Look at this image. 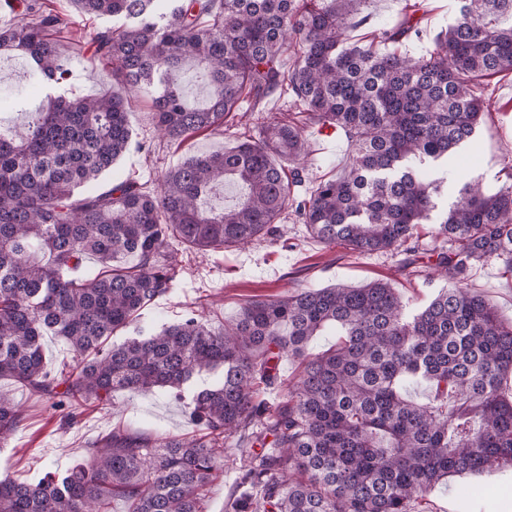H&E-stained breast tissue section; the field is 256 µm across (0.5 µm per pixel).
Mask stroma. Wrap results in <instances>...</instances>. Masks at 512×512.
Returning <instances> with one entry per match:
<instances>
[{
  "label": "stroma",
  "mask_w": 512,
  "mask_h": 512,
  "mask_svg": "<svg viewBox=\"0 0 512 512\" xmlns=\"http://www.w3.org/2000/svg\"><path fill=\"white\" fill-rule=\"evenodd\" d=\"M405 0H370L363 7L364 24L349 30L348 37L368 45L378 27L397 26ZM101 19L74 18L59 29L55 39L61 52L71 59L69 86L78 96H95L115 89L109 67L94 59L93 35L106 28ZM0 123L23 125L31 111L42 103L43 83L28 60L21 56H0ZM476 92L489 112L476 129L471 142L458 151L449 184L459 189L478 181L489 190L506 183V165L512 161V72L505 71L476 81ZM135 144L98 182L106 187L127 176H135L148 186H157L160 176L196 155L234 146L241 134L258 136L251 116H239L221 134H200L174 146L161 139L147 99H139L131 114ZM311 153L303 172L306 184L338 176L349 162V146L343 134L324 135L307 130ZM176 286L142 312L140 323L118 331L112 343L135 336L138 326L160 328L181 321L195 302L205 301V316L211 326L223 328L239 314L244 302L254 296H285L303 288H323L335 284L359 286L376 279L390 282L409 307L417 308L433 298L440 279H409L398 270V258L387 255H351L340 244L324 245L309 238L304 225L285 220L284 236L274 243H253L227 251L207 254L188 247L178 251ZM472 291L485 295L501 316L512 319V275L504 273L498 261L478 265L467 282ZM0 392L9 394L25 419L22 426L0 447V476L23 481L45 473H65L80 461L88 447L121 424L134 430L162 433L172 437L196 434L189 424L183 403L164 389L150 392H119L114 400L118 413L109 414L95 405L81 409L76 423L63 421L59 412L37 396L0 379ZM512 503V470L495 475L455 476L436 485L422 502L424 512H502Z\"/></svg>",
  "instance_id": "obj_1"
}]
</instances>
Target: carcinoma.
<instances>
[{
  "mask_svg": "<svg viewBox=\"0 0 512 512\" xmlns=\"http://www.w3.org/2000/svg\"><path fill=\"white\" fill-rule=\"evenodd\" d=\"M356 2L71 0L76 15L121 22L94 43L124 92L56 94L29 123L0 125V378L72 420L87 403L112 412L119 390L182 398L195 375L220 376L187 403L202 433L115 426L63 474L0 477V512H110L115 496L128 512H202L203 491L232 456L240 466L226 512H421L424 494L452 475L512 467V321L465 287L489 260L512 273V184H467L434 219L431 242L419 234L444 188L425 169L448 162L483 120L474 80L512 70V0H459L453 25L419 56L396 48L421 37L413 12L371 48L349 43L362 22ZM26 11L0 29V52L30 59L54 89L70 61L51 31L70 15ZM189 63L208 90L201 105L174 79ZM278 91L305 106L310 126L345 136L341 176L298 190L305 130L258 108ZM142 96L171 144L223 131L245 100L262 138L188 158L152 190L135 179L90 189L132 146L129 114ZM228 182L242 188L239 203L209 208ZM290 212L326 245L401 253L406 277L447 285L413 314L384 280L252 298L218 331L202 303L106 346L172 291L173 243L244 246L275 236ZM89 257L104 269L75 276ZM329 328L336 344L310 354ZM48 334L69 345L72 364L47 365ZM286 359L299 373L270 403ZM407 380L427 385V401L404 396ZM22 420L0 394V447Z\"/></svg>",
  "mask_w": 512,
  "mask_h": 512,
  "instance_id": "carcinoma-1",
  "label": "carcinoma"
}]
</instances>
